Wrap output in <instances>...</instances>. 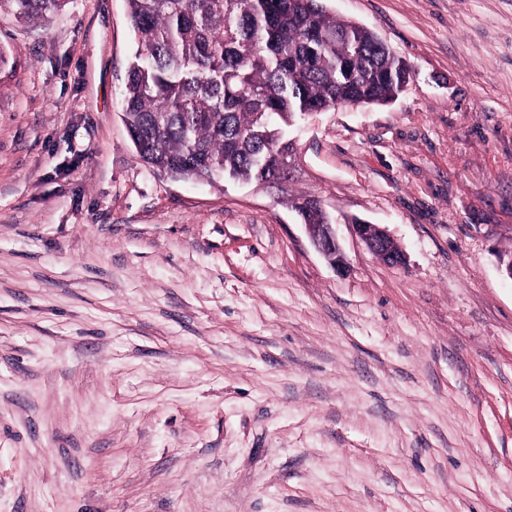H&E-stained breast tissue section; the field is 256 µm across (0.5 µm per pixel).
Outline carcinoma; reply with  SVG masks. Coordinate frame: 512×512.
<instances>
[{"label": "carcinoma", "mask_w": 512, "mask_h": 512, "mask_svg": "<svg viewBox=\"0 0 512 512\" xmlns=\"http://www.w3.org/2000/svg\"><path fill=\"white\" fill-rule=\"evenodd\" d=\"M64 0H0L42 22ZM138 46L122 112L151 168L179 180L227 174L268 187L286 175L288 122L336 105H383L411 68L377 35L322 0H127ZM307 224L322 210L289 193Z\"/></svg>", "instance_id": "1"}]
</instances>
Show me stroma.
<instances>
[{"instance_id": "obj_1", "label": "stroma", "mask_w": 512, "mask_h": 512, "mask_svg": "<svg viewBox=\"0 0 512 512\" xmlns=\"http://www.w3.org/2000/svg\"><path fill=\"white\" fill-rule=\"evenodd\" d=\"M323 5L413 70L292 131L343 274L140 160L125 0L0 10V512H512V0ZM65 0H1L0 7L7 5L18 18L28 22H42L61 9ZM348 225L354 236L379 260L390 266L405 264V254L400 249L393 250L392 243L394 241L384 227L363 220H355V224Z\"/></svg>"}]
</instances>
